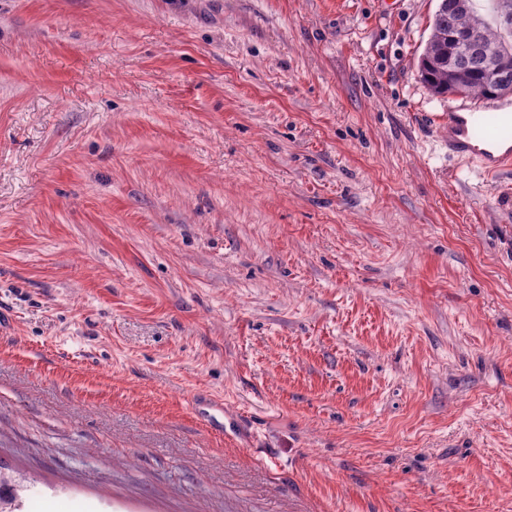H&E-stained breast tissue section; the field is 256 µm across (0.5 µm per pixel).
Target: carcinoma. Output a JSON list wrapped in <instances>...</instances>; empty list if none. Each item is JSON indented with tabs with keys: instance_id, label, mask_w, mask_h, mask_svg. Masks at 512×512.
<instances>
[{
	"instance_id": "obj_1",
	"label": "carcinoma",
	"mask_w": 512,
	"mask_h": 512,
	"mask_svg": "<svg viewBox=\"0 0 512 512\" xmlns=\"http://www.w3.org/2000/svg\"><path fill=\"white\" fill-rule=\"evenodd\" d=\"M431 32L419 59L423 84L435 95L468 93L489 98L507 95L492 85L486 68L462 61L453 35L476 30L480 53L495 66L512 71V29L504 30L479 14L473 0H439L430 22ZM25 477L8 472L0 460V512H19Z\"/></svg>"
}]
</instances>
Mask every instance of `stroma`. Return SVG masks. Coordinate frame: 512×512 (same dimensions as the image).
Listing matches in <instances>:
<instances>
[{
	"label": "stroma",
	"instance_id": "35a3bbf8",
	"mask_svg": "<svg viewBox=\"0 0 512 512\" xmlns=\"http://www.w3.org/2000/svg\"><path fill=\"white\" fill-rule=\"evenodd\" d=\"M437 4L0 0L22 512H512V171L441 143Z\"/></svg>",
	"mask_w": 512,
	"mask_h": 512
}]
</instances>
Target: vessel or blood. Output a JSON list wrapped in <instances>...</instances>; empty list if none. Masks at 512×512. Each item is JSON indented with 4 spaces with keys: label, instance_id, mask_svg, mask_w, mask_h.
<instances>
[{
    "label": "vessel or blood",
    "instance_id": "b4317fda",
    "mask_svg": "<svg viewBox=\"0 0 512 512\" xmlns=\"http://www.w3.org/2000/svg\"><path fill=\"white\" fill-rule=\"evenodd\" d=\"M439 117L449 155L479 164L489 175L512 170V101L448 96Z\"/></svg>",
    "mask_w": 512,
    "mask_h": 512
}]
</instances>
